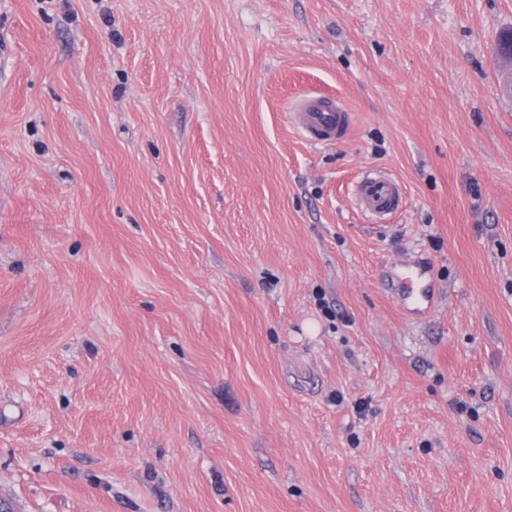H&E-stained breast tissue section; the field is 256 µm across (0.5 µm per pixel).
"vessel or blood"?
I'll list each match as a JSON object with an SVG mask.
<instances>
[{
	"instance_id": "1",
	"label": "vessel or blood",
	"mask_w": 512,
	"mask_h": 512,
	"mask_svg": "<svg viewBox=\"0 0 512 512\" xmlns=\"http://www.w3.org/2000/svg\"><path fill=\"white\" fill-rule=\"evenodd\" d=\"M291 117L300 134L314 145L342 141L351 125L349 112L332 98H302L295 105ZM354 200L362 213L383 220L402 209L404 190L390 173L369 172L357 182ZM394 294L404 308L415 313L426 314L435 307L433 291L425 282V271L413 260L405 264Z\"/></svg>"
}]
</instances>
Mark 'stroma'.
<instances>
[{
  "label": "stroma",
  "mask_w": 512,
  "mask_h": 512,
  "mask_svg": "<svg viewBox=\"0 0 512 512\" xmlns=\"http://www.w3.org/2000/svg\"><path fill=\"white\" fill-rule=\"evenodd\" d=\"M512 0H0V499L512 512ZM308 95L351 131L315 146ZM404 185L382 225L365 170ZM421 258L436 308L389 271ZM290 112L294 126L313 145L334 144L346 138L351 117L333 98L305 97Z\"/></svg>",
  "instance_id": "1"
}]
</instances>
